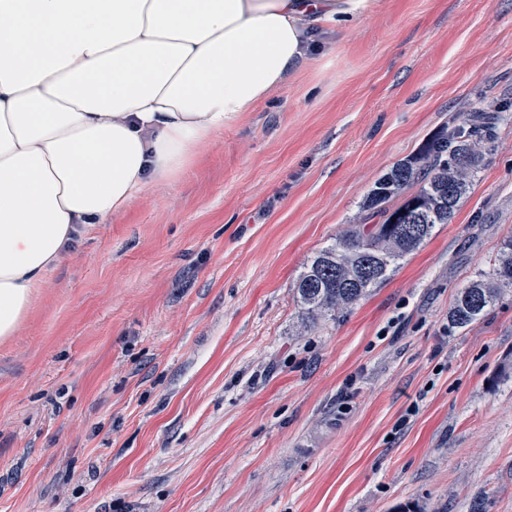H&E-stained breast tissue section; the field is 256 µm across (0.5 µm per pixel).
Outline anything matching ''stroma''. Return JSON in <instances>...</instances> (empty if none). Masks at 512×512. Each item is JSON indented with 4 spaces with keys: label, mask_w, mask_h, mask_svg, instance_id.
<instances>
[{
    "label": "stroma",
    "mask_w": 512,
    "mask_h": 512,
    "mask_svg": "<svg viewBox=\"0 0 512 512\" xmlns=\"http://www.w3.org/2000/svg\"><path fill=\"white\" fill-rule=\"evenodd\" d=\"M496 116L451 223L336 319L295 283L376 179ZM512 0H382L93 225L0 341V512H512ZM504 288H512V238L503 242L498 258L488 271L479 272L458 289L448 314L449 326L464 329L485 317Z\"/></svg>",
    "instance_id": "35a3bbf8"
}]
</instances>
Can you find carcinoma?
I'll return each mask as SVG.
<instances>
[{"label":"carcinoma","instance_id":"carcinoma-1","mask_svg":"<svg viewBox=\"0 0 512 512\" xmlns=\"http://www.w3.org/2000/svg\"><path fill=\"white\" fill-rule=\"evenodd\" d=\"M491 147V117L480 113L467 125L441 129L379 177L363 208L382 223L367 233L352 229L321 249L296 281L295 297L307 317H333L351 307L385 282L436 225L449 223ZM414 186L417 190L407 194ZM401 196L400 206H390ZM505 288H512V238L503 242L489 270L458 289L449 326L465 329L485 317Z\"/></svg>","mask_w":512,"mask_h":512}]
</instances>
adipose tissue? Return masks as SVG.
<instances>
[{"mask_svg": "<svg viewBox=\"0 0 512 512\" xmlns=\"http://www.w3.org/2000/svg\"><path fill=\"white\" fill-rule=\"evenodd\" d=\"M380 0H0V341L86 225L171 182Z\"/></svg>", "mask_w": 512, "mask_h": 512, "instance_id": "adipose-tissue-1", "label": "adipose tissue"}]
</instances>
